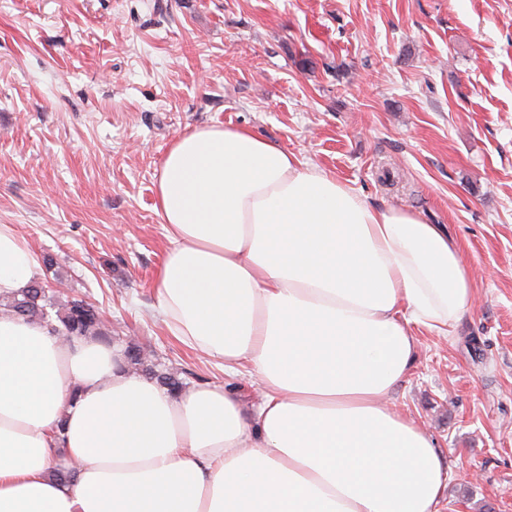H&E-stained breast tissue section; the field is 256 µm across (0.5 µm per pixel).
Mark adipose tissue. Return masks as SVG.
<instances>
[{"instance_id":"adipose-tissue-1","label":"adipose tissue","mask_w":512,"mask_h":512,"mask_svg":"<svg viewBox=\"0 0 512 512\" xmlns=\"http://www.w3.org/2000/svg\"><path fill=\"white\" fill-rule=\"evenodd\" d=\"M156 209L159 313L225 375L247 367L261 401L175 396L120 347L0 314V512H443L448 463L388 400L417 329L447 335L475 306L445 228L245 127L177 137ZM38 271L0 224V294Z\"/></svg>"}]
</instances>
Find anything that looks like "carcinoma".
I'll return each mask as SVG.
<instances>
[{
    "label": "carcinoma",
    "instance_id": "1",
    "mask_svg": "<svg viewBox=\"0 0 512 512\" xmlns=\"http://www.w3.org/2000/svg\"><path fill=\"white\" fill-rule=\"evenodd\" d=\"M1 312L54 330L60 328L67 341L92 337L112 342V331L93 302L56 287L48 288L38 280L18 296H1ZM123 354L125 363L148 375L154 374L151 367L154 355L141 346L129 341Z\"/></svg>",
    "mask_w": 512,
    "mask_h": 512
}]
</instances>
